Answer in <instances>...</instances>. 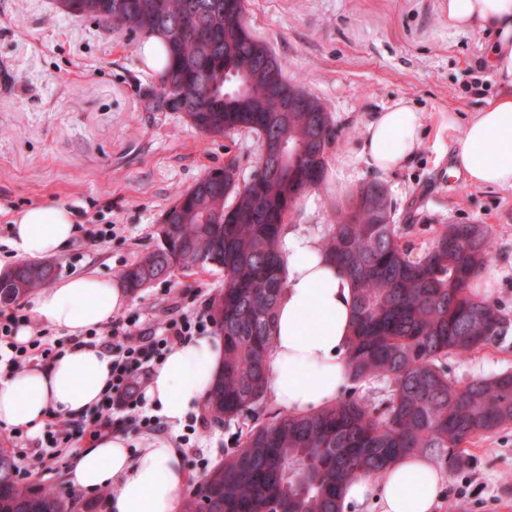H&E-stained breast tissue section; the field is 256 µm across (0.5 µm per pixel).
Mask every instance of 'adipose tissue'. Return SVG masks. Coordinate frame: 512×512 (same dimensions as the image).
<instances>
[{
    "instance_id": "obj_1",
    "label": "adipose tissue",
    "mask_w": 512,
    "mask_h": 512,
    "mask_svg": "<svg viewBox=\"0 0 512 512\" xmlns=\"http://www.w3.org/2000/svg\"><path fill=\"white\" fill-rule=\"evenodd\" d=\"M448 22L461 29L493 32L484 64L512 82V0H448ZM422 115L406 101L374 114L365 125L360 161L386 173L403 167L420 147ZM455 163L471 183L512 189V94L490 102L464 127ZM75 232L65 206L41 203L18 214L10 244L19 256L59 255ZM282 273L272 348L266 358L268 392L283 410H317L332 404L350 380L349 346L354 318L352 283L328 259L320 238L283 233ZM130 301L123 283L93 272L72 275L40 292L34 311L41 321L70 336L110 322ZM224 370V344L211 335L176 346L156 368L146 396L172 425L201 408ZM112 373L111 354L87 346L67 350L47 365L0 377V425L35 432L50 411L80 415L97 404ZM78 489L111 488L109 512H179L186 473L168 440L130 447L123 435L95 438L74 456ZM446 477L431 456L412 453L380 473L342 487L344 503H378L382 512H434Z\"/></svg>"
}]
</instances>
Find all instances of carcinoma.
<instances>
[{
	"label": "carcinoma",
	"mask_w": 512,
	"mask_h": 512,
	"mask_svg": "<svg viewBox=\"0 0 512 512\" xmlns=\"http://www.w3.org/2000/svg\"><path fill=\"white\" fill-rule=\"evenodd\" d=\"M75 16L165 40L160 89L148 108L183 112L201 132L254 131L266 179L239 182L226 164L201 176L162 217L171 243L133 262L123 282L136 292L176 272L224 271L222 305L210 316L224 340V373L205 401L214 421L251 419L239 445L188 492L180 512H341V487L398 458L429 454L457 471L463 445L512 423V372L461 385L444 359L466 356L504 328L499 306L472 292L494 252L485 224H450L420 257L402 247L400 227L357 206L336 205L322 243L353 283L349 349L354 383L389 382L371 405L351 389L332 405L258 422L267 396L266 356L279 294L281 236L301 194L324 177L333 130L322 103L290 83L282 62L250 32L246 0H60ZM297 91L308 109L281 111ZM301 146L281 159L280 145ZM55 266L26 262L0 281V305L48 284ZM0 512H82L76 496L18 479L0 448Z\"/></svg>",
	"instance_id": "cac0c4a2"
}]
</instances>
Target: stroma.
I'll return each mask as SVG.
<instances>
[{
    "label": "stroma",
    "mask_w": 512,
    "mask_h": 512,
    "mask_svg": "<svg viewBox=\"0 0 512 512\" xmlns=\"http://www.w3.org/2000/svg\"><path fill=\"white\" fill-rule=\"evenodd\" d=\"M253 35L285 66L289 81L317 97L334 137L323 181L304 192L287 223L325 236L337 204L367 181L381 183L412 255L449 224L488 225L492 263L479 292L500 306L505 327L486 347L446 361L458 382L512 370V190L478 187L454 166L467 119L507 86L483 66L487 36L448 24L443 0H247ZM145 36L64 13L58 0H0V269L19 263L13 218L28 206L60 204L78 230L53 262L57 278L96 271L120 278L152 250L164 211L206 172L234 164L250 179L262 152L257 134L211 137L180 112H149L159 75L142 54ZM422 114V147L382 174L359 165L366 122L399 100ZM224 282L207 268L134 294L122 316L140 327L172 309L207 308ZM240 422L172 426L160 434L183 448L198 481L237 446ZM35 436L0 427L24 480L72 489L71 449L44 467ZM469 464L448 474L435 512H512V425L475 440Z\"/></svg>",
    "instance_id": "obj_1"
}]
</instances>
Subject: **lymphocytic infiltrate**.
<instances>
[{
  "mask_svg": "<svg viewBox=\"0 0 512 512\" xmlns=\"http://www.w3.org/2000/svg\"><path fill=\"white\" fill-rule=\"evenodd\" d=\"M20 315L0 313V339H6L5 360L11 367L21 366L31 351H40L43 360L55 356L54 349L42 348L40 340L29 345L13 342L11 336L18 328ZM211 328V320L204 312L183 313L154 323L145 329L137 328L135 321L120 317L112 321L109 339L103 347L112 356V378L91 419L76 422L61 414H52L38 447L44 448L47 459H54L59 448H72L87 437L106 436L125 424L130 412L145 407L144 380L151 363L163 362L168 353L195 336Z\"/></svg>",
  "mask_w": 512,
  "mask_h": 512,
  "instance_id": "1",
  "label": "lymphocytic infiltrate"
}]
</instances>
